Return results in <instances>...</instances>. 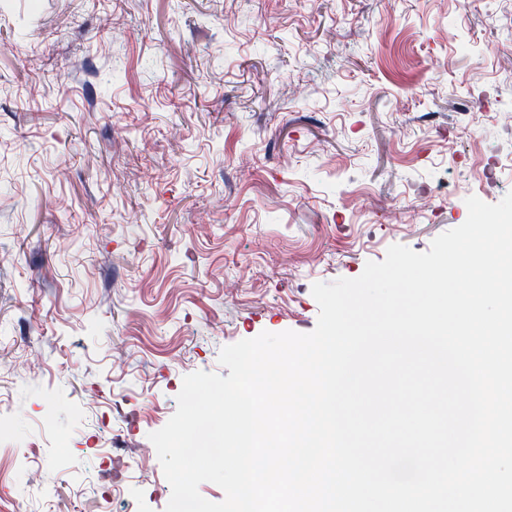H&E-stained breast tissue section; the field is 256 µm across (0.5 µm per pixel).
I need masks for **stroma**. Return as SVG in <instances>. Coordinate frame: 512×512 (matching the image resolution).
<instances>
[{
    "label": "stroma",
    "instance_id": "stroma-1",
    "mask_svg": "<svg viewBox=\"0 0 512 512\" xmlns=\"http://www.w3.org/2000/svg\"><path fill=\"white\" fill-rule=\"evenodd\" d=\"M511 191L503 0H0V512H165L184 376Z\"/></svg>",
    "mask_w": 512,
    "mask_h": 512
}]
</instances>
